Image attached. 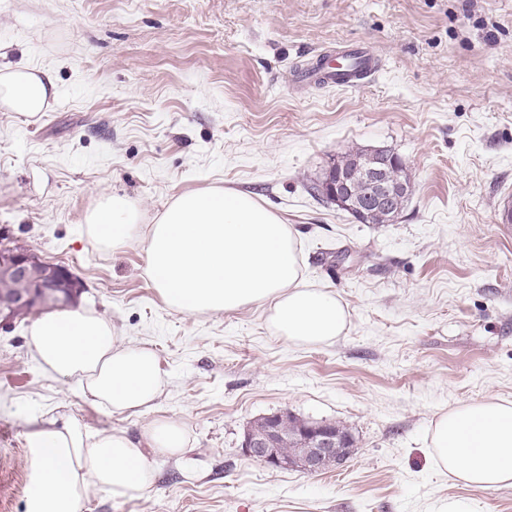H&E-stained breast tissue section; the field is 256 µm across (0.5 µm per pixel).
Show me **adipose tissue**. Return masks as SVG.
Returning <instances> with one entry per match:
<instances>
[{
	"instance_id": "adipose-tissue-1",
	"label": "adipose tissue",
	"mask_w": 512,
	"mask_h": 512,
	"mask_svg": "<svg viewBox=\"0 0 512 512\" xmlns=\"http://www.w3.org/2000/svg\"><path fill=\"white\" fill-rule=\"evenodd\" d=\"M51 79L19 67L0 74V107L41 112ZM85 233L98 247L117 251L146 236L144 273L165 304L183 314L269 307V326L303 346L333 342L349 313L337 292L303 277L297 233L250 194L207 189L175 198L154 224L125 196H101L87 211ZM42 366L77 380L101 414L150 409L163 387L159 358L115 336L100 314L50 312L31 327ZM36 466L26 512H82L91 489L116 499H139L152 487L154 461L183 454L188 439L179 422L160 418L139 438L126 430H92L82 421L32 420L23 434ZM437 469L478 489L512 485V401L488 397L441 412L430 428Z\"/></svg>"
}]
</instances>
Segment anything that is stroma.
<instances>
[{"label": "stroma", "mask_w": 512, "mask_h": 512, "mask_svg": "<svg viewBox=\"0 0 512 512\" xmlns=\"http://www.w3.org/2000/svg\"><path fill=\"white\" fill-rule=\"evenodd\" d=\"M383 61L362 85L307 83L329 48ZM54 84L41 112L0 111V243L83 284L76 304L158 354L162 393L101 415L77 381L45 372L31 320L0 328V512H26L32 418L132 436L183 424L139 499L91 491L83 512H441L467 497L512 512V486L448 478L426 448L438 414L512 400V0H0V68ZM388 149L412 194L391 224H362L309 188L350 149ZM253 195L300 234L302 269L350 317L331 344L276 337L266 307L188 315L148 282L146 240L88 239L100 194L152 224L179 195ZM342 423L343 465L309 475L246 457L255 419Z\"/></svg>", "instance_id": "1"}]
</instances>
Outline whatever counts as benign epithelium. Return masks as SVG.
Segmentation results:
<instances>
[{
	"instance_id": "1",
	"label": "benign epithelium",
	"mask_w": 512,
	"mask_h": 512,
	"mask_svg": "<svg viewBox=\"0 0 512 512\" xmlns=\"http://www.w3.org/2000/svg\"><path fill=\"white\" fill-rule=\"evenodd\" d=\"M402 166L395 153L379 150L357 166L352 174H340L334 180L327 178L319 181L316 191L339 208H347L358 216H367L379 210L397 212V193L404 182L391 180V170ZM356 182L368 187L360 199L351 196V185ZM56 270V265L40 262L26 249L11 252L6 262L0 259V276L14 279L17 284L15 295H0V328L10 325L19 312L31 306L58 304L50 290L51 283L47 280L50 272ZM300 429L308 443L306 448H296L290 454L279 448L278 439L282 433L278 426L271 423L264 431L244 437L243 452L267 467L298 470L307 474L322 473L349 457L351 449L339 446L336 432L329 425L305 422Z\"/></svg>"
}]
</instances>
